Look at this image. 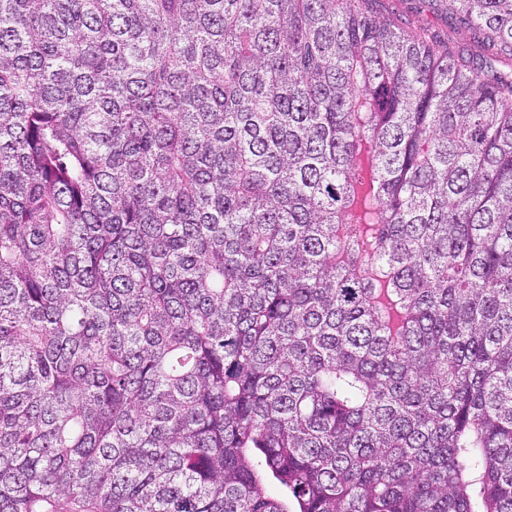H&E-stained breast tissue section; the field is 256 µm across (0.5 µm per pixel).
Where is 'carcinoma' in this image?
<instances>
[{
    "instance_id": "carcinoma-1",
    "label": "carcinoma",
    "mask_w": 512,
    "mask_h": 512,
    "mask_svg": "<svg viewBox=\"0 0 512 512\" xmlns=\"http://www.w3.org/2000/svg\"><path fill=\"white\" fill-rule=\"evenodd\" d=\"M0 0V512H512V0ZM429 0H383L377 5V16L380 20L388 19L392 11L402 14L405 21L404 28L417 29L429 28L449 36L451 41L461 48L468 49L471 53L479 51L473 43L469 31L463 27L448 24L437 15L431 8Z\"/></svg>"
}]
</instances>
